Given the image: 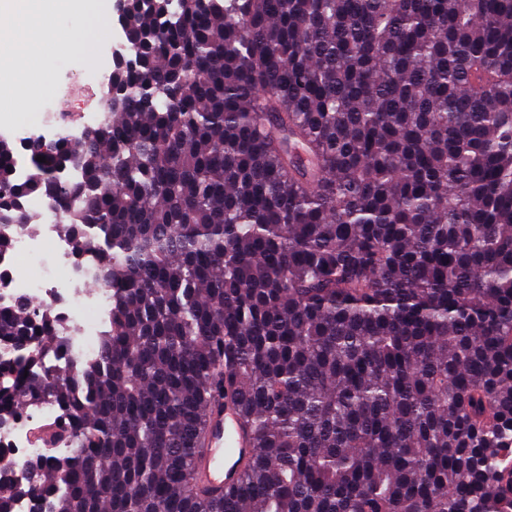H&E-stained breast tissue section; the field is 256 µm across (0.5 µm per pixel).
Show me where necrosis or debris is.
<instances>
[{"label":"necrosis or debris","instance_id":"obj_1","mask_svg":"<svg viewBox=\"0 0 512 512\" xmlns=\"http://www.w3.org/2000/svg\"><path fill=\"white\" fill-rule=\"evenodd\" d=\"M41 224L24 230L0 226L9 247L0 252V307L15 300L34 301L40 314L50 316L66 341L63 353L51 361L60 372L76 370L95 350L101 328L109 318L107 293L94 288L95 258L76 254L62 230V215L43 198ZM62 408L54 403L29 405L15 419L0 425V462L36 459L42 450L33 439L36 427L62 420Z\"/></svg>","mask_w":512,"mask_h":512}]
</instances>
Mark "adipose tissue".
<instances>
[{"label": "adipose tissue", "mask_w": 512, "mask_h": 512, "mask_svg": "<svg viewBox=\"0 0 512 512\" xmlns=\"http://www.w3.org/2000/svg\"><path fill=\"white\" fill-rule=\"evenodd\" d=\"M98 0H0V107L30 110L33 99L21 91L35 87L38 97L50 95L52 82L46 60L59 45L69 42L62 16L81 13L93 30L92 41L82 46L87 62L95 60V42L107 35V23ZM36 96V97H37Z\"/></svg>", "instance_id": "obj_1"}]
</instances>
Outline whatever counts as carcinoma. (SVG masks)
<instances>
[{"label": "carcinoma", "instance_id": "cac0c4a2", "mask_svg": "<svg viewBox=\"0 0 512 512\" xmlns=\"http://www.w3.org/2000/svg\"><path fill=\"white\" fill-rule=\"evenodd\" d=\"M112 121L33 171L0 139V224L67 214L111 321L96 356L31 303L0 418L75 440L0 489L49 512H512V0H126ZM45 156L46 162L37 161ZM257 452L191 466L203 403ZM206 438L194 459V474L202 486L224 491L238 483L239 460L253 456L257 449L242 427L237 411L224 400L208 401L204 406Z\"/></svg>", "mask_w": 512, "mask_h": 512}]
</instances>
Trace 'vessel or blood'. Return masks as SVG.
<instances>
[{
	"label": "vessel or blood",
	"instance_id": "b4317fda",
	"mask_svg": "<svg viewBox=\"0 0 512 512\" xmlns=\"http://www.w3.org/2000/svg\"><path fill=\"white\" fill-rule=\"evenodd\" d=\"M204 416L205 444L194 459V474L202 486L220 491L238 483L239 462L253 456L255 448L237 411L223 400L207 402Z\"/></svg>",
	"mask_w": 512,
	"mask_h": 512
}]
</instances>
